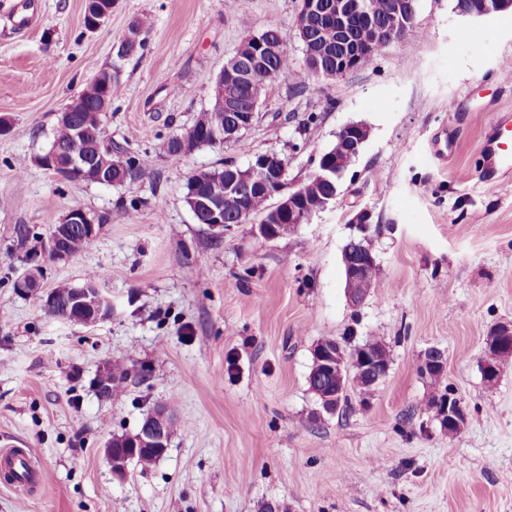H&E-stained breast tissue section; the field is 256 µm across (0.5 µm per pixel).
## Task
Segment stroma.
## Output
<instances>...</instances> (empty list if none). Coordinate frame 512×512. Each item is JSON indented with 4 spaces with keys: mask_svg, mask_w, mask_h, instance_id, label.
<instances>
[{
    "mask_svg": "<svg viewBox=\"0 0 512 512\" xmlns=\"http://www.w3.org/2000/svg\"><path fill=\"white\" fill-rule=\"evenodd\" d=\"M20 32L0 8V448L41 459L38 485L0 483V512H512V367L482 377L485 338L512 323V195L482 182L494 116L512 113V11L474 17L419 0L413 29L340 77L314 75L295 28L300 0H115L98 30L84 0H36ZM144 46L117 59L130 23ZM281 30L293 61L272 82L244 146L174 163L167 141L211 106L226 60L255 29ZM482 37L475 52L471 37ZM119 89L113 144L146 174L106 186L36 162L56 114L110 62ZM369 137L332 206L286 237L248 227L214 236L185 202L198 170L276 153L305 180L347 124ZM73 208L98 224L68 261L43 251ZM377 230V288L345 293L341 254L360 211ZM43 292L97 273L112 315L85 327L47 315L15 283L32 266ZM378 336L390 369L369 401L320 413L308 389L314 345ZM447 355L443 384L466 412L449 436L425 408V351ZM128 377L103 398L112 364ZM179 423L165 455L116 477L104 454L156 406Z\"/></svg>",
    "mask_w": 512,
    "mask_h": 512,
    "instance_id": "35a3bbf8",
    "label": "stroma"
}]
</instances>
